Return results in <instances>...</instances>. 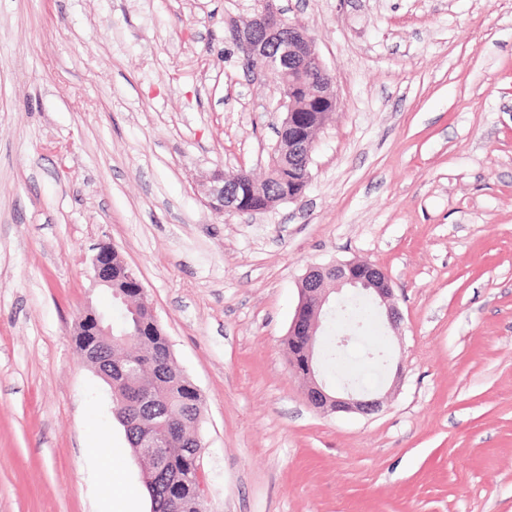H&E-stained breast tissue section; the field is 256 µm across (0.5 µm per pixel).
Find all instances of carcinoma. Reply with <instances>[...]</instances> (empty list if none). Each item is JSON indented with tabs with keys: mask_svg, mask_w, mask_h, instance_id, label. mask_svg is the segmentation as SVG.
I'll use <instances>...</instances> for the list:
<instances>
[{
	"mask_svg": "<svg viewBox=\"0 0 512 512\" xmlns=\"http://www.w3.org/2000/svg\"><path fill=\"white\" fill-rule=\"evenodd\" d=\"M310 180L295 173L287 161L275 171L271 187L252 198L254 207L265 208L276 191L306 190ZM128 264L118 249H112V302L124 308L120 325L112 328V409L122 425L132 452L141 443L162 435L173 425L178 435L158 458L142 460V473L151 512H168L169 500L158 492L163 477L179 482L180 512H207V504L193 491L196 469L195 439L202 411V395L174 360L168 337L160 326L151 304L142 299L136 311L125 308L124 300L139 294L138 282L127 277ZM340 323L349 332L373 330L376 313L357 297H350L340 308Z\"/></svg>",
	"mask_w": 512,
	"mask_h": 512,
	"instance_id": "carcinoma-1",
	"label": "carcinoma"
}]
</instances>
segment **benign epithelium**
I'll use <instances>...</instances> for the list:
<instances>
[{
  "mask_svg": "<svg viewBox=\"0 0 512 512\" xmlns=\"http://www.w3.org/2000/svg\"><path fill=\"white\" fill-rule=\"evenodd\" d=\"M274 2L260 0V9L255 16L233 29V41L258 75L278 68L284 57L294 61L295 68L284 72L288 81L281 92V105L286 111L282 121L284 137L277 142L269 167H278L284 158L308 165L313 143L310 142L311 129L303 123L304 106L316 102L328 104L322 121V124H327L338 106L336 81L316 52L311 38L303 29L286 21L274 7ZM241 186L242 180L231 182L223 172L216 171L202 180L201 193L207 198L208 206L221 215H252L254 210L244 205ZM91 280L96 287L112 288V245L107 242L96 246ZM345 288L366 293L384 311L388 324L397 327L400 313L393 301L391 281L382 268L358 261L311 266L302 277L298 305L288 329V339L293 345L288 351L289 364L299 359L304 361L305 370L300 372V377L306 399L316 411L371 415L380 410L382 399L366 391L333 390L319 377L314 359L318 331L322 325L321 315L327 312L329 296ZM86 322L93 325L92 335H112V318L91 307L78 319L80 324ZM80 355L98 374L112 381V358L102 355L99 343L84 345L80 348Z\"/></svg>",
  "mask_w": 512,
  "mask_h": 512,
  "instance_id": "1",
  "label": "benign epithelium"
}]
</instances>
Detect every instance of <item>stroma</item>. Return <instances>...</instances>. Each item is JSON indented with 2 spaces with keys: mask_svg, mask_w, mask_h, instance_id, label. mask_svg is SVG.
I'll list each match as a JSON object with an SVG mask.
<instances>
[{
  "mask_svg": "<svg viewBox=\"0 0 512 512\" xmlns=\"http://www.w3.org/2000/svg\"><path fill=\"white\" fill-rule=\"evenodd\" d=\"M339 105L297 200L284 117L231 28L257 0H0V512H150L73 334L123 255L204 399L209 512H512V0H275ZM384 269L380 412L317 413L284 340L313 265ZM242 185L241 179L231 182L224 177V172L215 171L202 180L200 186L208 206L221 215H252L267 211H255L245 207L240 191Z\"/></svg>",
  "mask_w": 512,
  "mask_h": 512,
  "instance_id": "35a3bbf8",
  "label": "stroma"
}]
</instances>
